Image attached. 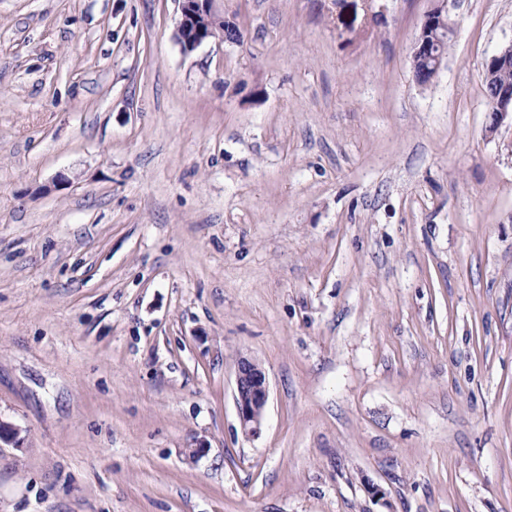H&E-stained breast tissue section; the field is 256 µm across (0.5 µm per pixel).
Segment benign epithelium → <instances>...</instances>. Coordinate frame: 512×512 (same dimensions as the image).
<instances>
[{
  "instance_id": "obj_1",
  "label": "benign epithelium",
  "mask_w": 512,
  "mask_h": 512,
  "mask_svg": "<svg viewBox=\"0 0 512 512\" xmlns=\"http://www.w3.org/2000/svg\"><path fill=\"white\" fill-rule=\"evenodd\" d=\"M180 18L176 29V39L182 49L191 52L202 43L216 38H224V20L213 9V0H179ZM452 32L451 20L440 11L430 12L421 27L415 42L413 61L439 59L443 43ZM512 68V41L500 48L486 63L484 83H495L500 70ZM493 117L488 134L497 132L508 118L512 119V87L497 89L489 99ZM269 397L266 373L261 365L249 358H241L235 371L234 402L240 427L244 434L256 436L260 433ZM15 424L0 419V444L14 448L24 447L26 438Z\"/></svg>"
}]
</instances>
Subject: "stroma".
Listing matches in <instances>:
<instances>
[{"label":"stroma","mask_w":512,"mask_h":512,"mask_svg":"<svg viewBox=\"0 0 512 512\" xmlns=\"http://www.w3.org/2000/svg\"><path fill=\"white\" fill-rule=\"evenodd\" d=\"M213 8L0 0V512H512V0ZM212 3L213 0H179L175 36L184 51L191 52L211 39L224 40V29L230 24L215 14ZM452 28L451 20L449 18L447 20L441 11H432L426 16L413 50V61L415 65L420 61H426L420 63V67L427 72L426 78L431 77L435 72L437 63L435 60L430 59L439 61L441 47L443 43L449 39ZM447 50L448 41L442 51L439 65ZM512 68V42L504 45L486 63L484 83L491 86L495 83L501 69ZM488 99L493 122L486 131L492 135L507 118H510L512 125V87H498L496 95ZM268 397V380L261 365L253 359H239L235 371L234 402L244 434L254 437L260 433Z\"/></svg>","instance_id":"1"}]
</instances>
